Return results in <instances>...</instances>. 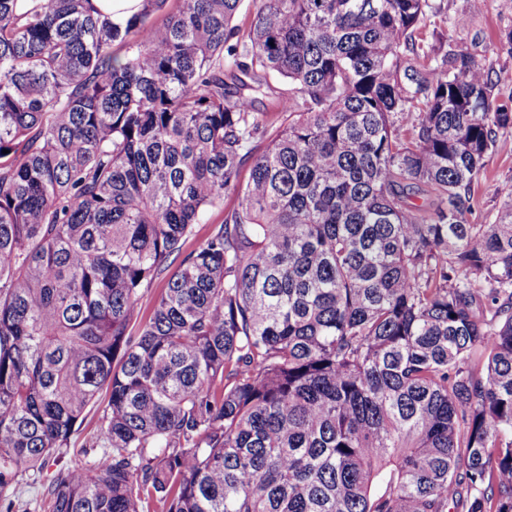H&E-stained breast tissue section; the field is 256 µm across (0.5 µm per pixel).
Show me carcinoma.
<instances>
[{
  "mask_svg": "<svg viewBox=\"0 0 512 512\" xmlns=\"http://www.w3.org/2000/svg\"><path fill=\"white\" fill-rule=\"evenodd\" d=\"M164 2L0 0V495L68 454L43 512H512V98L431 0ZM96 4L115 19L131 16L140 9L141 0H96ZM512 180V130L500 133L498 147L486 162L485 172L475 185V195L479 201V211L475 221L493 222L502 204L497 188ZM108 396L105 391H102L98 395L97 402L90 406L87 410L88 414L84 418V421L77 432V434L72 439V444H74V448L80 449L84 448L88 451V455L86 460H91L96 456V453L99 448H90L92 444L93 438L96 436L99 428H100V418L103 414V409L107 404Z\"/></svg>",
  "mask_w": 512,
  "mask_h": 512,
  "instance_id": "cac0c4a2",
  "label": "carcinoma"
}]
</instances>
